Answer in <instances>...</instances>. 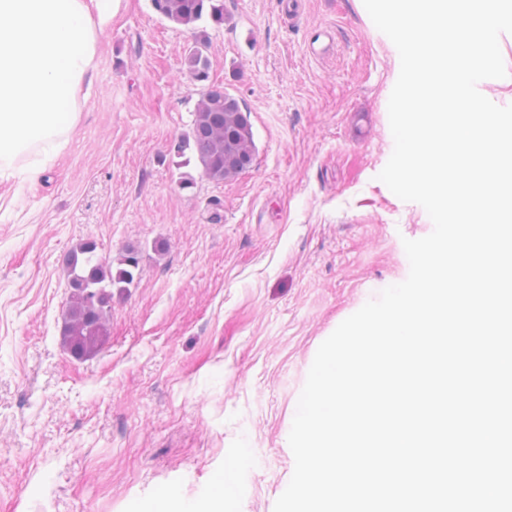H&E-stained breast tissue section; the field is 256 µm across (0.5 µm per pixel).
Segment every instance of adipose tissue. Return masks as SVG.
Listing matches in <instances>:
<instances>
[{"mask_svg":"<svg viewBox=\"0 0 512 512\" xmlns=\"http://www.w3.org/2000/svg\"><path fill=\"white\" fill-rule=\"evenodd\" d=\"M101 0H0V181L31 149L69 143L100 27Z\"/></svg>","mask_w":512,"mask_h":512,"instance_id":"adipose-tissue-1","label":"adipose tissue"}]
</instances>
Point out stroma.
I'll return each instance as SVG.
<instances>
[{"label": "stroma", "mask_w": 512, "mask_h": 512, "mask_svg": "<svg viewBox=\"0 0 512 512\" xmlns=\"http://www.w3.org/2000/svg\"><path fill=\"white\" fill-rule=\"evenodd\" d=\"M104 19L67 148L0 182V512H130L162 489L206 504L240 451L232 512H273L319 345L406 279L403 239L433 229L378 178L398 51L363 0H303L292 19L281 0H224L201 29L210 80L247 110L256 153L215 183L178 147L201 31L152 0H105ZM85 241L112 262L136 248L139 267L105 343L77 357L65 258Z\"/></svg>", "instance_id": "35a3bbf8"}]
</instances>
